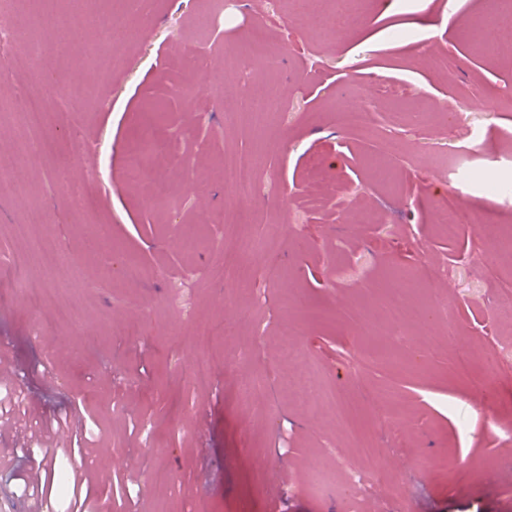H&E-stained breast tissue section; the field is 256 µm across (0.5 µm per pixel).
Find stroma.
<instances>
[{"label":"stroma","mask_w":512,"mask_h":512,"mask_svg":"<svg viewBox=\"0 0 512 512\" xmlns=\"http://www.w3.org/2000/svg\"><path fill=\"white\" fill-rule=\"evenodd\" d=\"M143 8L122 42L63 43L74 11L124 4L55 0L40 28L48 78L26 47L0 58V103L34 99L47 115L38 132L0 118V163L29 190L0 192V250L60 259L51 274L32 264L36 296L0 264V370L32 423L0 431L14 451L0 512H30L31 470L66 469L62 441L45 456L39 433L70 414L102 450L88 491L101 512H512V356L485 366L512 338V315L495 311L512 268L488 231L512 232V29L489 50L449 36L487 0H370L342 38L327 19L294 26L290 0ZM257 25L280 62L237 80L280 100L261 133L214 93ZM190 53L208 69H188ZM411 107L433 115L416 123ZM232 153L257 158L243 196L216 176ZM483 159L505 161L502 190L470 184ZM452 179L472 220L450 239L434 201ZM274 223L282 236L265 239ZM185 228L205 239L195 252L175 236ZM399 276L436 317L408 324V371L382 353ZM289 331L342 424L282 390ZM331 452L367 472L359 495Z\"/></svg>","instance_id":"obj_1"}]
</instances>
